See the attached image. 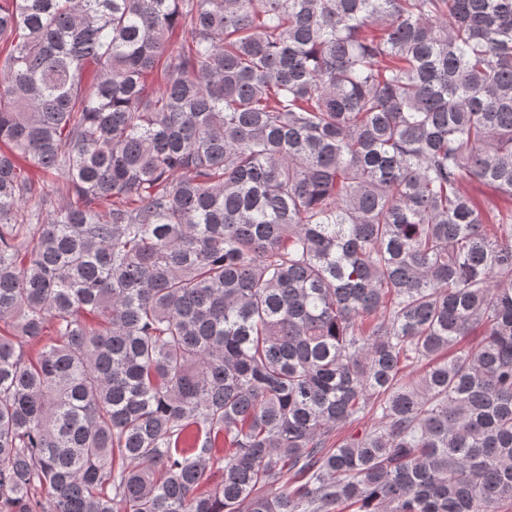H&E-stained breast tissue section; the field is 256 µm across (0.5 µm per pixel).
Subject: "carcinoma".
<instances>
[{"label": "carcinoma", "instance_id": "obj_1", "mask_svg": "<svg viewBox=\"0 0 512 512\" xmlns=\"http://www.w3.org/2000/svg\"><path fill=\"white\" fill-rule=\"evenodd\" d=\"M1 323L0 512H512V0H0Z\"/></svg>", "mask_w": 512, "mask_h": 512}]
</instances>
